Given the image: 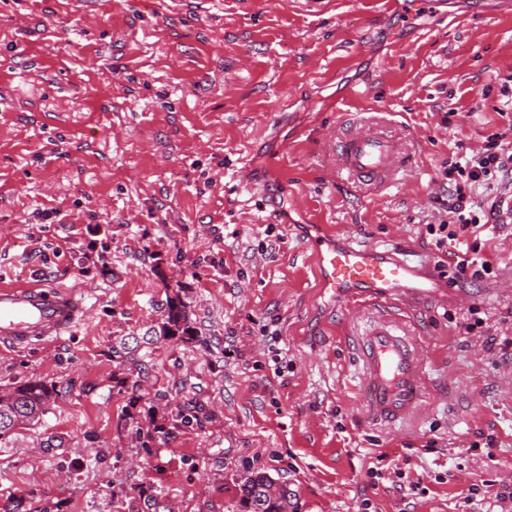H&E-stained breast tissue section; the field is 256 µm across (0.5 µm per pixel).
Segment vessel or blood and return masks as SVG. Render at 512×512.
<instances>
[{
  "instance_id": "vessel-or-blood-1",
  "label": "vessel or blood",
  "mask_w": 512,
  "mask_h": 512,
  "mask_svg": "<svg viewBox=\"0 0 512 512\" xmlns=\"http://www.w3.org/2000/svg\"><path fill=\"white\" fill-rule=\"evenodd\" d=\"M342 166L352 175L382 181L394 174L404 157L392 141L359 128L338 145ZM324 292L355 316L354 299H371L387 308L395 302L444 304L448 292L426 265L371 244L359 245L325 232L310 236ZM86 308L73 291L44 284L0 286V345L24 349L69 333ZM363 362L364 401L368 414L395 423L416 414L428 398L424 345L394 318L381 314L358 341Z\"/></svg>"
}]
</instances>
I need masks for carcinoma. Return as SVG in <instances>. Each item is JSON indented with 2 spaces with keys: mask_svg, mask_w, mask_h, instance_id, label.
<instances>
[{
  "mask_svg": "<svg viewBox=\"0 0 512 512\" xmlns=\"http://www.w3.org/2000/svg\"><path fill=\"white\" fill-rule=\"evenodd\" d=\"M191 335L189 312L179 295L168 298L159 336L164 338ZM58 396L53 385L42 380H27L0 396V442L14 429L39 421ZM141 512H160L161 503L153 491H138ZM295 490L277 482L265 471H255L244 478L241 497L233 512H298Z\"/></svg>",
  "mask_w": 512,
  "mask_h": 512,
  "instance_id": "obj_1",
  "label": "carcinoma"
}]
</instances>
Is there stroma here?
Returning a JSON list of instances; mask_svg holds the SVG:
<instances>
[{
    "mask_svg": "<svg viewBox=\"0 0 512 512\" xmlns=\"http://www.w3.org/2000/svg\"><path fill=\"white\" fill-rule=\"evenodd\" d=\"M310 2L0 0V284L69 287L88 309L59 341L0 348V391L60 392L0 444V506L128 512L144 487L165 512H228L264 470L299 512H512L497 498L512 293L494 291L512 218L464 237L494 279L458 277L427 232L448 221L456 155L495 133L512 150V13ZM359 126L406 156L391 181L342 170L332 140ZM309 224L428 262L467 294L400 314L449 381L412 420L365 412L355 341L380 306L351 321L322 296ZM174 294L192 341L113 359ZM153 421L170 434L142 448L135 428Z\"/></svg>",
    "mask_w": 512,
    "mask_h": 512,
    "instance_id": "stroma-1",
    "label": "stroma"
}]
</instances>
